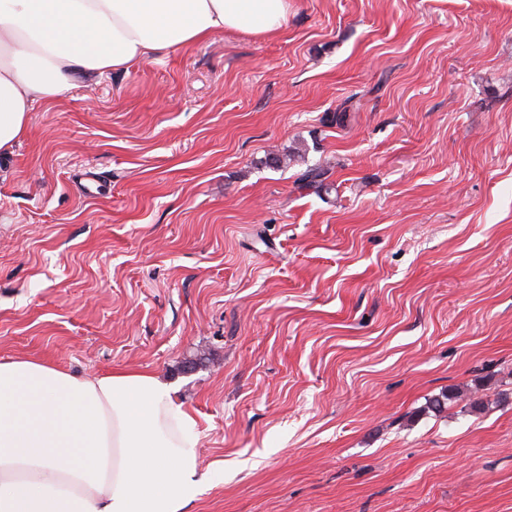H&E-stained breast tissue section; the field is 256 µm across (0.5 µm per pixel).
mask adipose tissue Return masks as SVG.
Masks as SVG:
<instances>
[{"label":"adipose tissue","instance_id":"adipose-tissue-1","mask_svg":"<svg viewBox=\"0 0 512 512\" xmlns=\"http://www.w3.org/2000/svg\"><path fill=\"white\" fill-rule=\"evenodd\" d=\"M288 0H0V157L29 114L175 46L272 36ZM193 417L146 370L0 361V512H184L201 494Z\"/></svg>","mask_w":512,"mask_h":512}]
</instances>
